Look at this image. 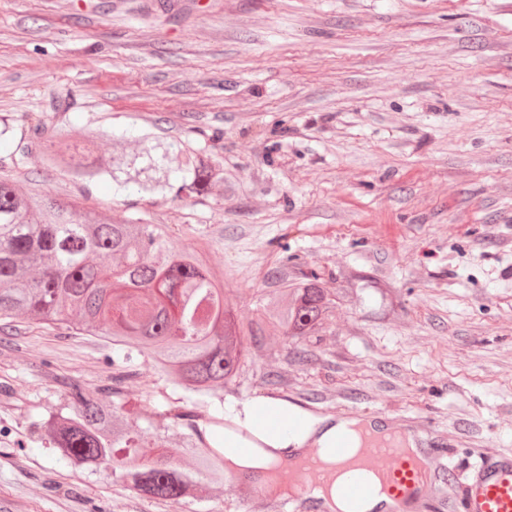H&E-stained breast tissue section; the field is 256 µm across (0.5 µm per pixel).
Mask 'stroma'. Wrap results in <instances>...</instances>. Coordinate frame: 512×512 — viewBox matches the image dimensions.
I'll use <instances>...</instances> for the list:
<instances>
[{
	"label": "stroma",
	"mask_w": 512,
	"mask_h": 512,
	"mask_svg": "<svg viewBox=\"0 0 512 512\" xmlns=\"http://www.w3.org/2000/svg\"><path fill=\"white\" fill-rule=\"evenodd\" d=\"M75 90L54 125L127 150L181 141L224 159L202 197L79 182L47 169L24 117ZM0 174L175 246L223 235L209 266L242 324L278 293L270 268L316 273L336 309L308 361L265 331L224 388L233 412L274 394L316 418L359 409L453 446L457 475L512 450V0H0ZM222 140H212L215 129ZM25 155L14 159L16 148ZM112 347L20 323L0 338V512H269L237 479L208 502H154L73 469L38 424L70 380L105 398ZM130 406L180 397L137 361Z\"/></svg>",
	"instance_id": "35a3bbf8"
}]
</instances>
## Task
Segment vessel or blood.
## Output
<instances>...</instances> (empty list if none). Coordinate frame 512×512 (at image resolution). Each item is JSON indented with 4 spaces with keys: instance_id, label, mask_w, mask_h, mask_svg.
I'll return each mask as SVG.
<instances>
[{
    "instance_id": "1",
    "label": "vessel or blood",
    "mask_w": 512,
    "mask_h": 512,
    "mask_svg": "<svg viewBox=\"0 0 512 512\" xmlns=\"http://www.w3.org/2000/svg\"><path fill=\"white\" fill-rule=\"evenodd\" d=\"M400 433V428H387L385 434L366 440L352 459L347 456L345 440L339 438L332 444L330 464H323L319 453L313 451L303 454L294 465L278 467V480L289 492L284 498H268L270 512H286L293 503L302 504L305 512H327L318 492L326 487L331 473L340 470L350 473L339 487L343 497L355 501L380 492L386 497L387 512H408L410 505L422 503L429 487L447 493L455 512H512V452L481 454L465 484L460 485L435 433L414 434L422 450L418 458L397 445Z\"/></svg>"
}]
</instances>
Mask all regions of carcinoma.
Listing matches in <instances>:
<instances>
[{
  "instance_id": "1",
  "label": "carcinoma",
  "mask_w": 512,
  "mask_h": 512,
  "mask_svg": "<svg viewBox=\"0 0 512 512\" xmlns=\"http://www.w3.org/2000/svg\"><path fill=\"white\" fill-rule=\"evenodd\" d=\"M28 133L46 167L83 182L108 176L123 188L162 192L174 163L184 173L178 191L188 196L206 194L224 179L223 159L181 143L116 153L105 164L94 150L96 136L79 142L60 129L51 133L45 118ZM216 245L224 248V235L178 249L156 224H116L72 203L34 197L0 176V335L23 320L107 341L118 371L110 406L62 382L63 406L43 420V435L71 466L110 470L142 499L204 498L232 463L224 455L226 431L246 432L224 415V385L243 372L241 336L255 331L235 320L224 284L207 264ZM267 278L284 290L263 302L256 325L274 328L288 353L303 361L336 296L314 274L290 284L288 272L275 267ZM140 357L176 377L183 390L160 412L186 430L181 448L167 447L165 434L127 415L123 383ZM181 453L192 458V468L178 465Z\"/></svg>"
}]
</instances>
